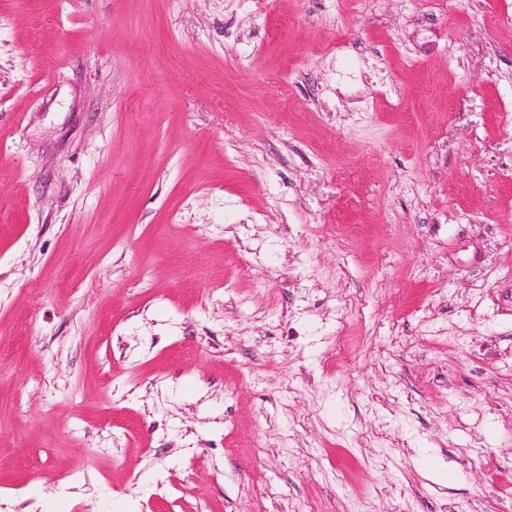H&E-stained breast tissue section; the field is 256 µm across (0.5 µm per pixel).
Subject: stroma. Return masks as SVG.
I'll list each match as a JSON object with an SVG mask.
<instances>
[{
    "label": "stroma",
    "instance_id": "obj_1",
    "mask_svg": "<svg viewBox=\"0 0 512 512\" xmlns=\"http://www.w3.org/2000/svg\"><path fill=\"white\" fill-rule=\"evenodd\" d=\"M512 0H0V512H512Z\"/></svg>",
    "mask_w": 512,
    "mask_h": 512
}]
</instances>
